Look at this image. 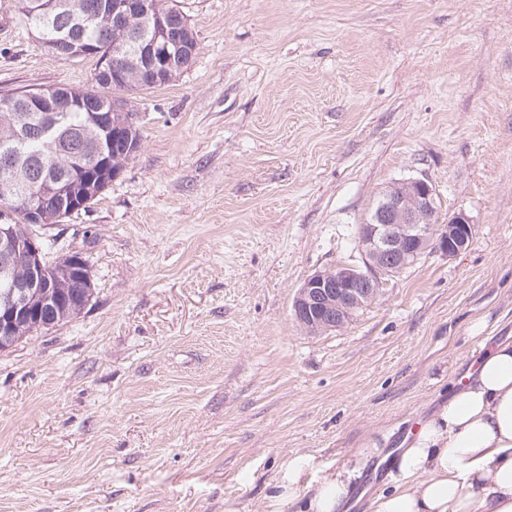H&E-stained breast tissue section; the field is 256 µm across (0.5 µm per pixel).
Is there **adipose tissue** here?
I'll return each instance as SVG.
<instances>
[{"mask_svg": "<svg viewBox=\"0 0 512 512\" xmlns=\"http://www.w3.org/2000/svg\"><path fill=\"white\" fill-rule=\"evenodd\" d=\"M302 460L288 465L279 502L304 512H344L354 473L325 475L304 496ZM371 512H512V342L483 349L458 381L448 405L424 423L396 466L393 487L379 491Z\"/></svg>", "mask_w": 512, "mask_h": 512, "instance_id": "obj_1", "label": "adipose tissue"}]
</instances>
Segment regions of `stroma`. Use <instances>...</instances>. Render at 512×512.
Returning <instances> with one entry per match:
<instances>
[{
    "label": "stroma",
    "instance_id": "obj_1",
    "mask_svg": "<svg viewBox=\"0 0 512 512\" xmlns=\"http://www.w3.org/2000/svg\"><path fill=\"white\" fill-rule=\"evenodd\" d=\"M0 0V90L89 87ZM192 65L126 93L140 146L89 208L43 227L94 286L0 351V512H299L274 484L362 477L482 347L512 340V0H178ZM427 178L433 252L343 327L292 313L359 261L357 226ZM304 470V462L301 459H295L288 464V487L284 484H277L278 488H283L276 498L281 503L294 504L301 500L306 492H302L300 479Z\"/></svg>",
    "mask_w": 512,
    "mask_h": 512
}]
</instances>
